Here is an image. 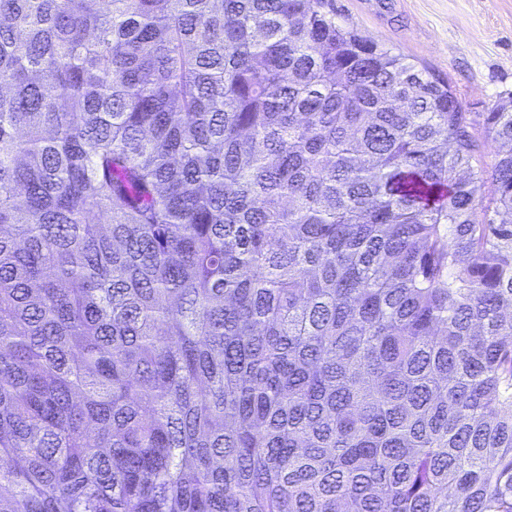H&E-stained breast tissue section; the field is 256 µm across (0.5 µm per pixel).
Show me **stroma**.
I'll list each match as a JSON object with an SVG mask.
<instances>
[{
	"mask_svg": "<svg viewBox=\"0 0 512 512\" xmlns=\"http://www.w3.org/2000/svg\"><path fill=\"white\" fill-rule=\"evenodd\" d=\"M335 21L447 81L472 119L512 93V0H331Z\"/></svg>",
	"mask_w": 512,
	"mask_h": 512,
	"instance_id": "1",
	"label": "stroma"
}]
</instances>
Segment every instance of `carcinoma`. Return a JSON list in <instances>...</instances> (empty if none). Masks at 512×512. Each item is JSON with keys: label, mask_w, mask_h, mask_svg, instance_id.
<instances>
[{"label": "carcinoma", "mask_w": 512, "mask_h": 512, "mask_svg": "<svg viewBox=\"0 0 512 512\" xmlns=\"http://www.w3.org/2000/svg\"><path fill=\"white\" fill-rule=\"evenodd\" d=\"M326 5L0 0V512H512V98Z\"/></svg>", "instance_id": "cac0c4a2"}]
</instances>
